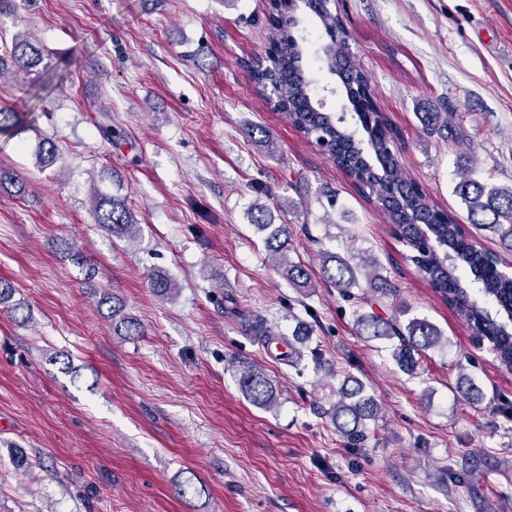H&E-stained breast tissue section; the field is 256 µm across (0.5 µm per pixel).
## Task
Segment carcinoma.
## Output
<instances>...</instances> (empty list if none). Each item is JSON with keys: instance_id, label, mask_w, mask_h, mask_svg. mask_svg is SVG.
I'll return each instance as SVG.
<instances>
[{"instance_id": "cac0c4a2", "label": "carcinoma", "mask_w": 512, "mask_h": 512, "mask_svg": "<svg viewBox=\"0 0 512 512\" xmlns=\"http://www.w3.org/2000/svg\"><path fill=\"white\" fill-rule=\"evenodd\" d=\"M331 0H308L307 7L318 19L329 37L326 47L333 54L332 72L339 77L348 103L352 106L366 138L346 122L345 115L325 112L311 96L312 80L302 67L303 50L292 29L299 24L292 13H280L275 19L276 52L274 59L263 57L249 66V76L257 91L270 93L273 109L282 112L294 127L316 140L328 142V157L358 186L367 200L375 203L398 225L401 239L418 268L441 302L461 312L469 331L488 343L489 351L504 368L512 369V275L499 268L500 257L491 251L476 252L453 218L438 212L427 193L402 174L396 156V142L384 115L365 97L372 91L367 74L354 61L350 34L338 14L330 8ZM42 62L41 52L26 39L15 38L8 57H0V74L31 73ZM21 119L12 112L0 111V134L15 135ZM38 157L53 164L61 158L56 144L45 139ZM457 190L466 206L469 223L500 237L512 249V187L504 188L480 183L464 175ZM266 207L255 208L252 222L261 230H270L266 238L269 259L282 270L288 282L300 291L313 287L312 275L301 262L286 259L291 238L287 224H269ZM93 222L112 236L131 239L138 222L126 198L95 192L91 203ZM333 265L323 264L324 281L346 293L358 286L355 268L339 256L329 257ZM365 284L380 295L393 292L391 282L381 273L379 262L370 257L364 261ZM149 287L161 297L177 290L174 279L154 273ZM357 325L363 335L374 339H397L393 357L399 368L415 373L425 351L448 343L442 332L424 318H413L402 325L398 318L361 315ZM243 394L254 405L270 408L277 395L260 372L249 370L240 378ZM323 414L336 426V432L351 446L365 442L368 424L378 419V403L365 393L364 384L356 378L336 389V400L329 402Z\"/></svg>"}]
</instances>
